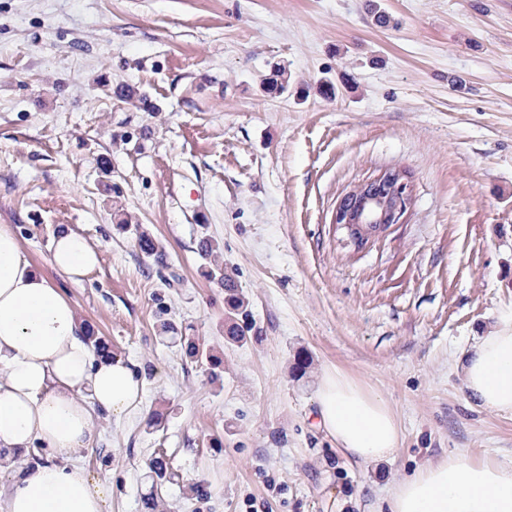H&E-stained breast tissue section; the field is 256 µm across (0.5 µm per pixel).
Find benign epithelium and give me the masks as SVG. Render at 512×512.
<instances>
[{
	"label": "benign epithelium",
	"mask_w": 512,
	"mask_h": 512,
	"mask_svg": "<svg viewBox=\"0 0 512 512\" xmlns=\"http://www.w3.org/2000/svg\"><path fill=\"white\" fill-rule=\"evenodd\" d=\"M361 196L345 194L336 206L333 223L357 249L390 224H395L410 202L409 181L399 170H386L358 187Z\"/></svg>",
	"instance_id": "1"
}]
</instances>
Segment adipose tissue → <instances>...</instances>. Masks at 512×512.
Wrapping results in <instances>:
<instances>
[{"instance_id":"1","label":"adipose tissue","mask_w":512,"mask_h":512,"mask_svg":"<svg viewBox=\"0 0 512 512\" xmlns=\"http://www.w3.org/2000/svg\"><path fill=\"white\" fill-rule=\"evenodd\" d=\"M96 247L65 230L54 239L53 269L70 280L99 264ZM73 302L33 270L13 225L0 224V457L41 446L51 463L16 469L0 512H105L106 488L75 459L94 439V412L121 419L143 394L119 357L94 355ZM476 407L512 414V314L463 352L458 365ZM319 425L357 463L382 461L399 446L390 404L340 369L323 372ZM389 512H512V458L451 455L394 484Z\"/></svg>"}]
</instances>
